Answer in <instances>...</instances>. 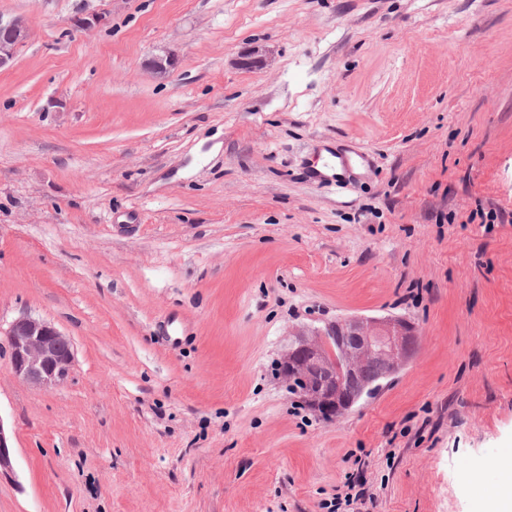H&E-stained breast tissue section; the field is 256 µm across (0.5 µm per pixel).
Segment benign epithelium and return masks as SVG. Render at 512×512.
I'll use <instances>...</instances> for the list:
<instances>
[{"instance_id": "obj_1", "label": "benign epithelium", "mask_w": 512, "mask_h": 512, "mask_svg": "<svg viewBox=\"0 0 512 512\" xmlns=\"http://www.w3.org/2000/svg\"><path fill=\"white\" fill-rule=\"evenodd\" d=\"M30 28L22 18L0 22V69L13 63L19 49L29 40ZM174 53L154 56L149 68L159 78L175 69ZM295 345L281 364L288 388L301 395L319 417L330 422L354 406L336 384L358 373V364L380 356L390 364V373L401 370L418 345L415 328L397 317L351 316L324 328L298 329ZM9 350V365L15 377L44 390L55 389L70 375L74 351L69 339L52 324L22 314L6 330L0 329ZM12 470L11 435L0 420V474Z\"/></svg>"}]
</instances>
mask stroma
<instances>
[{"instance_id":"35a3bbf8","label":"stroma","mask_w":512,"mask_h":512,"mask_svg":"<svg viewBox=\"0 0 512 512\" xmlns=\"http://www.w3.org/2000/svg\"><path fill=\"white\" fill-rule=\"evenodd\" d=\"M16 17L0 325L43 319L74 362L40 390L0 343V512H336L354 477L369 512H492L512 0H0ZM325 152L351 163L313 182ZM351 315L405 319L419 348L326 422L277 368L292 330Z\"/></svg>"}]
</instances>
